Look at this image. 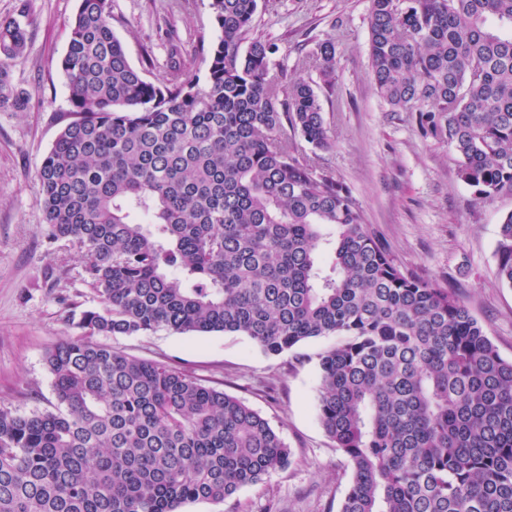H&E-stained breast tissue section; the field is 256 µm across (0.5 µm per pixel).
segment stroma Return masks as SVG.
Returning <instances> with one entry per match:
<instances>
[{"mask_svg":"<svg viewBox=\"0 0 512 512\" xmlns=\"http://www.w3.org/2000/svg\"><path fill=\"white\" fill-rule=\"evenodd\" d=\"M370 0H259L254 34L274 42L272 72L288 71L318 93L334 136L321 161L359 200L365 221L405 270L465 301L502 358L512 360V287L497 277L496 243L512 197L474 200L457 177L446 145L421 132L417 115L390 118L369 59ZM77 0H0L30 39L11 81L30 96L27 111L0 110V407L16 413L52 409L48 349L84 337L66 310L98 306L78 249L50 241L37 169L70 120L59 63ZM112 29L133 66L151 57L148 78L165 76L172 51L188 75L205 78V52L216 38L209 0H112ZM336 46V75L325 84L305 64L325 40ZM128 356L187 370L204 385L237 397L265 417L292 451L286 470L239 489L221 504L189 502L182 512H338L350 466L324 431L317 408L318 357L336 337L310 339L269 356L249 338L165 329L104 336Z\"/></svg>","mask_w":512,"mask_h":512,"instance_id":"1","label":"stroma"}]
</instances>
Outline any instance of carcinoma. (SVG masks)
<instances>
[{"instance_id": "obj_1", "label": "carcinoma", "mask_w": 512, "mask_h": 512, "mask_svg": "<svg viewBox=\"0 0 512 512\" xmlns=\"http://www.w3.org/2000/svg\"><path fill=\"white\" fill-rule=\"evenodd\" d=\"M204 83L149 80L78 0L60 66L70 120L37 170L53 241L75 245L104 309L90 336L239 333L267 355H320L321 425L348 459L339 512H512V361L455 291L404 271L335 172L306 81L271 75L248 38L258 0H210ZM370 66L391 116L415 112L477 201L512 196V0H370ZM27 33L0 18V109ZM327 84L336 47L310 57ZM291 135H286V132ZM332 246L330 273L320 265ZM497 275L512 287V211ZM52 410L0 408V512H179L222 503L291 463L269 422L186 370L70 340L44 356Z\"/></svg>"}]
</instances>
